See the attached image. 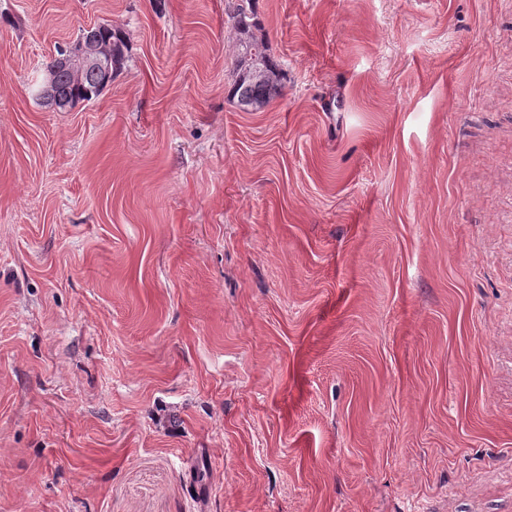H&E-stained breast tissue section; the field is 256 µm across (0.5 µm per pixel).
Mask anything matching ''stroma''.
<instances>
[{"label":"stroma","instance_id":"obj_1","mask_svg":"<svg viewBox=\"0 0 512 512\" xmlns=\"http://www.w3.org/2000/svg\"><path fill=\"white\" fill-rule=\"evenodd\" d=\"M233 3L0 0V512H512V0ZM253 0H237L230 18L236 34L234 77L229 90L230 99L242 111L264 108L282 92L284 71L270 54L267 42L255 31L258 21ZM94 29H97L99 41L109 48L111 73L106 75L97 70L107 71L108 64L102 47L97 45L93 35L88 34L84 40H80V51L77 55L57 56L52 64L46 66L45 75L49 79L58 66H70L78 70L85 68L82 72L59 69L52 84L53 94H37L48 105L62 111L71 109L80 102L92 101L101 94L112 78L125 68L128 61V44L122 31L104 23L94 25Z\"/></svg>","mask_w":512,"mask_h":512}]
</instances>
